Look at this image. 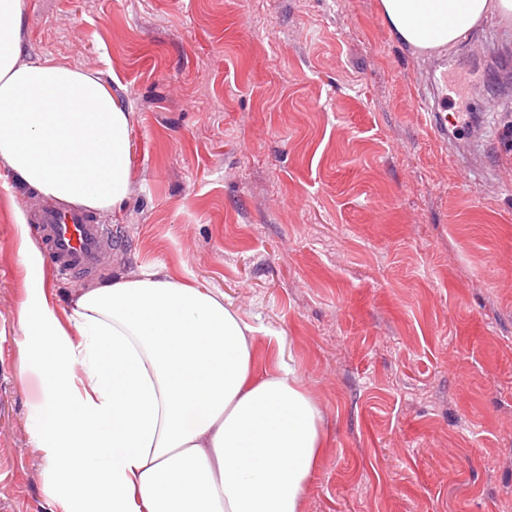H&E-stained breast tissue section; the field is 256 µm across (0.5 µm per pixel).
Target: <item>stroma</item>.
Masks as SVG:
<instances>
[{
  "label": "stroma",
  "instance_id": "stroma-1",
  "mask_svg": "<svg viewBox=\"0 0 512 512\" xmlns=\"http://www.w3.org/2000/svg\"><path fill=\"white\" fill-rule=\"evenodd\" d=\"M379 0H25L24 56L100 72L133 112L132 192L102 275L50 274L58 309L162 263L269 335L330 438L304 512H512V32L443 50L448 138L477 113L465 179L417 110L431 56L394 44ZM468 84L482 96L468 95ZM42 197L0 182V512H49L18 311Z\"/></svg>",
  "mask_w": 512,
  "mask_h": 512
}]
</instances>
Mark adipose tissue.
Wrapping results in <instances>:
<instances>
[{
	"label": "adipose tissue",
	"instance_id": "ef3b65f1",
	"mask_svg": "<svg viewBox=\"0 0 512 512\" xmlns=\"http://www.w3.org/2000/svg\"><path fill=\"white\" fill-rule=\"evenodd\" d=\"M380 16L427 55L490 17L512 27V0H380ZM24 45L23 0H0V168L41 197L117 210L131 194L132 113L99 73L23 61ZM18 233L32 272L21 366L43 376L29 429L50 512H303L322 412L295 370L254 377L256 330L222 291L153 264L60 312L26 222Z\"/></svg>",
	"mask_w": 512,
	"mask_h": 512
}]
</instances>
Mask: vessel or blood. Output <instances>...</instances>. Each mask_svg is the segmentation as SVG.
Listing matches in <instances>:
<instances>
[{"mask_svg":"<svg viewBox=\"0 0 512 512\" xmlns=\"http://www.w3.org/2000/svg\"><path fill=\"white\" fill-rule=\"evenodd\" d=\"M431 133L440 141L448 139V115L436 107L418 106ZM41 240L51 255L58 276L94 273L112 250V231L104 224L94 223L86 212L43 207L38 215Z\"/></svg>","mask_w":512,"mask_h":512,"instance_id":"b4317fda","label":"vessel or blood"}]
</instances>
